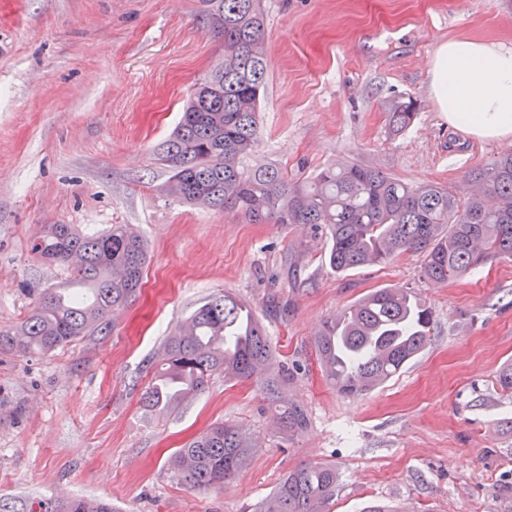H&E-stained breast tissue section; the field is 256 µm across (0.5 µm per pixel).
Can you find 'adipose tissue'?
<instances>
[{
  "mask_svg": "<svg viewBox=\"0 0 512 512\" xmlns=\"http://www.w3.org/2000/svg\"><path fill=\"white\" fill-rule=\"evenodd\" d=\"M431 92L449 125L478 140L512 141V42L448 38L428 61Z\"/></svg>",
  "mask_w": 512,
  "mask_h": 512,
  "instance_id": "1",
  "label": "adipose tissue"
}]
</instances>
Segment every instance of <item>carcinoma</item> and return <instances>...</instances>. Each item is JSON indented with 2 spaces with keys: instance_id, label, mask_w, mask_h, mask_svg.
<instances>
[{
  "instance_id": "cac0c4a2",
  "label": "carcinoma",
  "mask_w": 512,
  "mask_h": 512,
  "mask_svg": "<svg viewBox=\"0 0 512 512\" xmlns=\"http://www.w3.org/2000/svg\"><path fill=\"white\" fill-rule=\"evenodd\" d=\"M199 24L224 47L182 105L180 121L157 148L169 191L182 202L232 211L252 224H302L325 234L329 266L344 272L386 265L405 252L422 256L421 278L441 283L493 259L512 257V153L468 172L457 190L411 185L359 163L327 166L306 181L281 169L241 159L259 139L261 91L268 79L265 19L260 0H202ZM223 83L212 98L206 85ZM414 103L388 112L393 132L413 123ZM34 250L71 270V280L47 288L17 326L0 328V350L48 355L86 336H107L108 316L138 294L147 247L127 224L100 234L73 224H47ZM246 304L228 294L206 298L169 337L163 359L144 388L145 414L160 417L203 393L217 376L259 384L282 434L304 429L303 405L284 394L288 364L273 367L262 321L241 328ZM434 312L409 288H378L327 318L315 341L317 361L342 396L363 395L423 350ZM256 442L236 424L215 422L169 462L178 483L194 491L222 489L247 465ZM335 465L315 463L288 472L256 512H326L336 496ZM0 512H115L104 499L83 497L0 500Z\"/></svg>"
}]
</instances>
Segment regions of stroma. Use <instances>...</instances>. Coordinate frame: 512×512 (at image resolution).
<instances>
[{
  "mask_svg": "<svg viewBox=\"0 0 512 512\" xmlns=\"http://www.w3.org/2000/svg\"><path fill=\"white\" fill-rule=\"evenodd\" d=\"M269 79L255 153L298 180L352 160L413 185H461L512 144L449 126L429 92L439 43L512 41V0H261ZM199 0H0V328L68 281L34 245L46 224L93 233L130 225L148 243L138 298L108 336L45 356L0 351V497L82 496L116 512H245L288 472L335 464L329 512L392 502L408 512H512V259L445 284L421 258L337 273L326 237L251 224L180 203L155 148L220 50ZM414 100L406 131L391 103ZM376 288H411L432 306L418 358L368 395L326 382L313 341L326 318ZM228 292L262 320L287 394L308 425L279 434L257 385L215 376L172 414L146 419L140 395L164 341L205 297ZM216 421L259 448L224 489L197 492L168 469Z\"/></svg>",
  "mask_w": 512,
  "mask_h": 512,
  "instance_id": "obj_1",
  "label": "stroma"
}]
</instances>
